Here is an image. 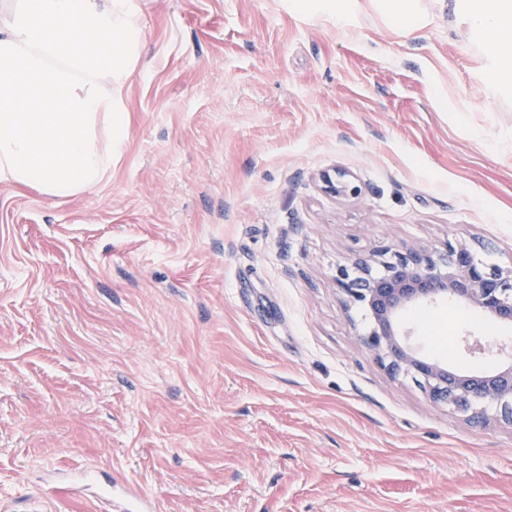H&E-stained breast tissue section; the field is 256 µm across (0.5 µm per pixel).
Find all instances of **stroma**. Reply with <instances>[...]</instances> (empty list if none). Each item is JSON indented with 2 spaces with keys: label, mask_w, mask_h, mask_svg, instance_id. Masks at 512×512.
Segmentation results:
<instances>
[{
  "label": "stroma",
  "mask_w": 512,
  "mask_h": 512,
  "mask_svg": "<svg viewBox=\"0 0 512 512\" xmlns=\"http://www.w3.org/2000/svg\"><path fill=\"white\" fill-rule=\"evenodd\" d=\"M288 0H140L150 66L100 187L0 185V512H512V427L391 378L336 270L464 240L512 269V88L452 0L404 33ZM357 193H338L327 180ZM462 336L512 326L450 301ZM133 501L139 502L144 506L138 509H132L129 504ZM155 510L156 505L153 499L148 494L135 488H127L126 498L124 499H112V508H110V511L113 512H153Z\"/></svg>",
  "instance_id": "obj_1"
}]
</instances>
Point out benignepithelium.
<instances>
[{
  "label": "benign epithelium",
  "mask_w": 512,
  "mask_h": 512,
  "mask_svg": "<svg viewBox=\"0 0 512 512\" xmlns=\"http://www.w3.org/2000/svg\"><path fill=\"white\" fill-rule=\"evenodd\" d=\"M358 275L339 270L345 304L364 309L369 329L360 340L387 373L412 376L430 401L466 415L470 422L490 418L512 426V364L485 371L450 369L421 354L403 329L410 309L455 300L493 321L512 325V274L505 276L476 259L466 242L442 250L376 248L368 258L352 260Z\"/></svg>",
  "instance_id": "1"
}]
</instances>
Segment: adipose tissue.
<instances>
[{
	"mask_svg": "<svg viewBox=\"0 0 512 512\" xmlns=\"http://www.w3.org/2000/svg\"><path fill=\"white\" fill-rule=\"evenodd\" d=\"M453 11L489 52V85H511L512 0ZM144 43L139 0H0V184L52 200L106 182Z\"/></svg>",
	"mask_w": 512,
	"mask_h": 512,
	"instance_id": "obj_1",
	"label": "adipose tissue"
}]
</instances>
